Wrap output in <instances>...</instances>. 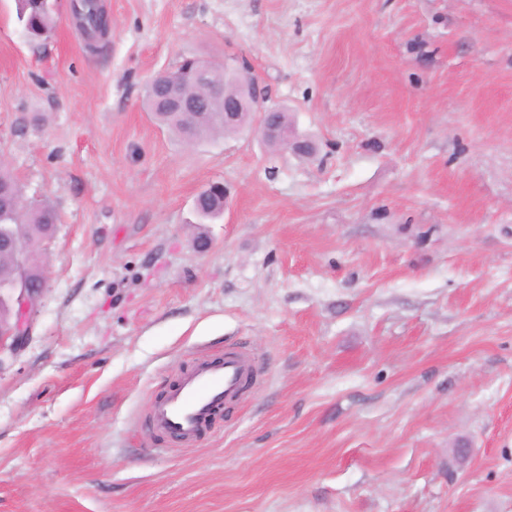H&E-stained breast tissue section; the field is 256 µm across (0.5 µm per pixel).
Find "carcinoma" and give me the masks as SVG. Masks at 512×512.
Wrapping results in <instances>:
<instances>
[{
    "mask_svg": "<svg viewBox=\"0 0 512 512\" xmlns=\"http://www.w3.org/2000/svg\"><path fill=\"white\" fill-rule=\"evenodd\" d=\"M17 19L26 35L33 41L48 37L54 27L53 8L50 0H16ZM83 26L94 30L103 23L96 0H80L75 5ZM237 59L228 58L213 68V77L227 80L224 90L229 96H241L244 89L233 80ZM179 85L187 96H196L204 88L196 81L195 73L186 59L180 60ZM145 108L163 126L188 143L205 137L231 135L241 127H226L224 119L212 112H171L163 103V92L148 86L144 100ZM194 209L204 221H213L224 214V186L216 184L203 189L195 198ZM57 214L52 206L41 200L25 198L22 186L13 172L0 166V244H7L15 237L28 244L42 247L55 231ZM17 277L15 258L0 248V321L9 323L14 317L12 297L7 288Z\"/></svg>",
    "mask_w": 512,
    "mask_h": 512,
    "instance_id": "cac0c4a2",
    "label": "carcinoma"
}]
</instances>
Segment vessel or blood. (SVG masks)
<instances>
[{"instance_id": "obj_1", "label": "vessel or blood", "mask_w": 512, "mask_h": 512, "mask_svg": "<svg viewBox=\"0 0 512 512\" xmlns=\"http://www.w3.org/2000/svg\"><path fill=\"white\" fill-rule=\"evenodd\" d=\"M255 372V360L235 346L226 347L219 359H195L162 397L151 402L148 430L178 445L195 443L217 411L239 399Z\"/></svg>"}]
</instances>
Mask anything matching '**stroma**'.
Instances as JSON below:
<instances>
[{
	"label": "stroma",
	"instance_id": "obj_1",
	"mask_svg": "<svg viewBox=\"0 0 512 512\" xmlns=\"http://www.w3.org/2000/svg\"><path fill=\"white\" fill-rule=\"evenodd\" d=\"M104 3L93 47L71 0L44 44L0 0V159L59 216L0 348V512H512V0ZM183 56L247 59L315 152L159 126ZM230 344L257 388L149 433ZM224 186L216 183L203 189L195 198L194 209L203 220L213 221L224 214ZM21 272L18 280L13 285L12 296L17 308V319L14 327L8 332L0 328V345L11 340V346L21 347L31 333V317L38 310L43 292L46 290L49 277L44 268L37 269L32 252H24L20 258ZM37 278L43 288H32L31 280ZM256 362L236 346L223 357L195 359L166 393L151 402L147 428L174 444H192L213 423L216 412L239 399L249 380H256Z\"/></svg>",
	"mask_w": 512,
	"mask_h": 512
}]
</instances>
